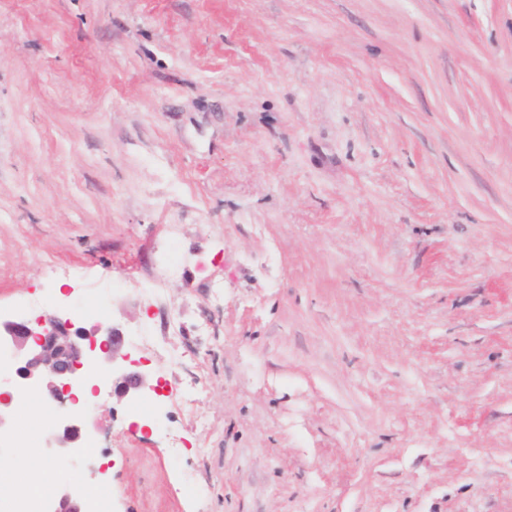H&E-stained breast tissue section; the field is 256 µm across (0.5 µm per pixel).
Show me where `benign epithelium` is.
Listing matches in <instances>:
<instances>
[{
    "instance_id": "benign-epithelium-1",
    "label": "benign epithelium",
    "mask_w": 512,
    "mask_h": 512,
    "mask_svg": "<svg viewBox=\"0 0 512 512\" xmlns=\"http://www.w3.org/2000/svg\"><path fill=\"white\" fill-rule=\"evenodd\" d=\"M121 346L122 336L113 327L88 329L56 315L33 321L0 317V351L12 354L18 384L37 388L62 408L74 403L75 391L84 386L85 369L92 363L109 367L113 392L121 397L156 390L143 374L123 369L126 355ZM90 440L84 415L63 413L48 438V448L55 457L67 459L81 453ZM43 512H86V502L80 492L61 485L43 505Z\"/></svg>"
}]
</instances>
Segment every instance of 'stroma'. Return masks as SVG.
<instances>
[{
  "label": "stroma",
  "mask_w": 512,
  "mask_h": 512,
  "mask_svg": "<svg viewBox=\"0 0 512 512\" xmlns=\"http://www.w3.org/2000/svg\"><path fill=\"white\" fill-rule=\"evenodd\" d=\"M53 312L157 387L57 476L111 512H512V0H0V314Z\"/></svg>",
  "instance_id": "stroma-1"
}]
</instances>
